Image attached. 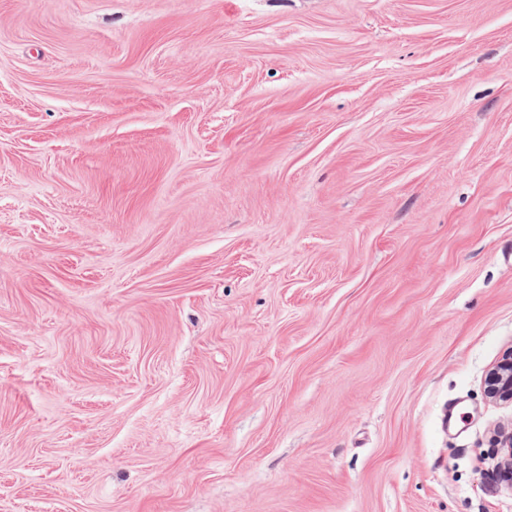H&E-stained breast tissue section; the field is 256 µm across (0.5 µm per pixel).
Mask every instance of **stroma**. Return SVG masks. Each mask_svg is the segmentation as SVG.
Listing matches in <instances>:
<instances>
[{
  "mask_svg": "<svg viewBox=\"0 0 512 512\" xmlns=\"http://www.w3.org/2000/svg\"><path fill=\"white\" fill-rule=\"evenodd\" d=\"M511 350L512 0H0V512H512ZM484 392L492 402L512 404V351L491 367ZM492 447L496 450L497 463L492 470L495 481L510 492L512 491V429L498 428L492 438Z\"/></svg>",
  "mask_w": 512,
  "mask_h": 512,
  "instance_id": "obj_1",
  "label": "stroma"
}]
</instances>
